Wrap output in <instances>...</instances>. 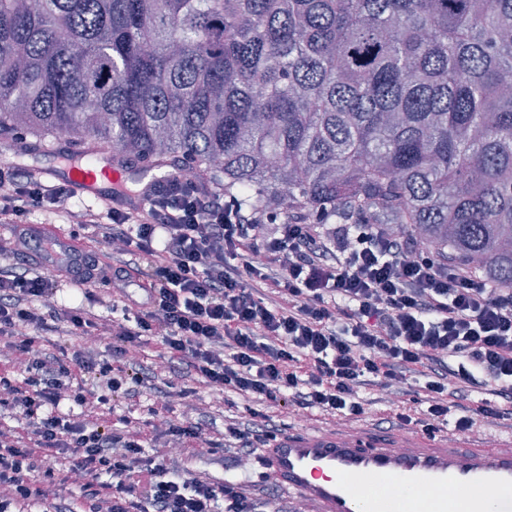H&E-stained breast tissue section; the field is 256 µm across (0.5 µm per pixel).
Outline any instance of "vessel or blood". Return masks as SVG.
Here are the masks:
<instances>
[{"label": "vessel or blood", "instance_id": "b4317fda", "mask_svg": "<svg viewBox=\"0 0 512 512\" xmlns=\"http://www.w3.org/2000/svg\"><path fill=\"white\" fill-rule=\"evenodd\" d=\"M48 180H65L76 194L98 199L104 187H117L120 172L111 164L88 167L70 162L44 169ZM81 261L80 249L56 236L41 263L48 271ZM261 463L279 484L308 501L316 512H412L367 495L362 485L411 491H437L434 512H512V438L487 442L475 437L451 439L406 429L381 435L368 425L288 430L263 448Z\"/></svg>", "mask_w": 512, "mask_h": 512}]
</instances>
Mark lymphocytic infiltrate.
<instances>
[{"label": "lymphocytic infiltrate", "instance_id": "obj_1", "mask_svg": "<svg viewBox=\"0 0 512 512\" xmlns=\"http://www.w3.org/2000/svg\"><path fill=\"white\" fill-rule=\"evenodd\" d=\"M3 184L0 219L9 223L70 212L68 183L0 160ZM143 194L133 204L113 193L111 206L82 216L113 245L114 280L145 293L133 323L97 326L102 277L91 256L70 281L86 303L67 307L54 303L56 276L14 267V251H0V338L13 337L27 381L19 387L0 376V389L30 427L26 441L0 430V512H25L68 485L79 488L68 512H261L270 485L256 494L240 482L187 476L134 427L63 411L64 402L83 405L96 390L118 399L144 383L134 352L154 337L169 365L250 402V422L224 421V445L242 458L284 428L266 412L274 404L350 423L400 396L388 424L466 433L478 417L512 422L511 287L416 249L384 224L328 228L314 215L278 222L210 181L177 173ZM95 329L111 338L115 364L81 348L59 356L36 348L50 332ZM373 387L379 398L361 396ZM479 388L488 398L463 406ZM55 454L68 456L67 469L45 467Z\"/></svg>", "mask_w": 512, "mask_h": 512}]
</instances>
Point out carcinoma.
<instances>
[{
	"instance_id": "1",
	"label": "carcinoma",
	"mask_w": 512,
	"mask_h": 512,
	"mask_svg": "<svg viewBox=\"0 0 512 512\" xmlns=\"http://www.w3.org/2000/svg\"><path fill=\"white\" fill-rule=\"evenodd\" d=\"M57 136L512 285V0H0V139Z\"/></svg>"
}]
</instances>
